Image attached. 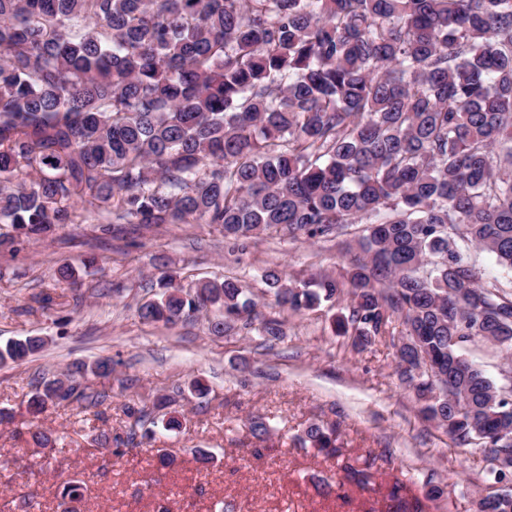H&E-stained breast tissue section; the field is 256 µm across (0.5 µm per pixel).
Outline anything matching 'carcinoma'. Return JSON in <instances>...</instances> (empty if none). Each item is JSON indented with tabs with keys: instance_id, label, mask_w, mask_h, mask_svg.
I'll list each match as a JSON object with an SVG mask.
<instances>
[{
	"instance_id": "obj_1",
	"label": "carcinoma",
	"mask_w": 512,
	"mask_h": 512,
	"mask_svg": "<svg viewBox=\"0 0 512 512\" xmlns=\"http://www.w3.org/2000/svg\"><path fill=\"white\" fill-rule=\"evenodd\" d=\"M76 199L104 231L216 224L234 246L359 226L342 279L265 275L276 303L313 310L349 285L334 327L357 348L400 317L395 357L421 414L494 449V483L512 476V399L463 352L475 337L512 349V296L471 258L512 271V0H0V245L78 223ZM158 286L144 323L215 307L222 336L256 307L236 278ZM44 345L12 340L0 365ZM84 377L37 382L29 415L103 403ZM130 415V435L151 438L156 421ZM306 436L342 455L335 430ZM371 468L343 471L366 487ZM80 489L62 486V512ZM385 500L427 512L398 478ZM477 512H512V493Z\"/></svg>"
}]
</instances>
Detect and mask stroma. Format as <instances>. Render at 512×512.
<instances>
[{
  "mask_svg": "<svg viewBox=\"0 0 512 512\" xmlns=\"http://www.w3.org/2000/svg\"><path fill=\"white\" fill-rule=\"evenodd\" d=\"M101 223L91 216L0 248V346L29 335L46 340L25 363L0 367V498L8 512H28L14 493L20 483L40 512H59L69 480L81 487L77 512H215L219 503L224 512H383L396 477L427 497L428 512H475L493 462L479 443L457 446L421 416L396 372L400 319L356 350L332 329L348 295L300 314L275 306L264 273L297 282L339 276L346 260L337 241L271 232L240 252L213 224H115L106 234ZM90 257L95 265L84 268ZM66 263L79 269L75 280H57ZM164 272L185 286L238 278L258 317L221 336L209 333L206 312L174 325L142 323L137 309L155 297ZM273 317L285 332L276 342L260 332ZM464 353L512 398V353L480 338ZM101 358L111 360V374L88 372L84 383L107 394L103 405L56 402L30 421L35 377L61 379ZM196 380L206 396L193 392ZM130 406L158 420L179 412L183 427L129 441ZM254 417L271 427L265 440L249 430ZM315 424L337 426L344 456L373 458L370 486L349 483L338 459L307 441ZM37 429L51 433V445H35ZM103 431L111 445L90 450ZM162 448L174 465H158ZM200 448L213 452L209 464L199 463Z\"/></svg>",
  "mask_w": 512,
  "mask_h": 512,
  "instance_id": "1",
  "label": "stroma"
}]
</instances>
